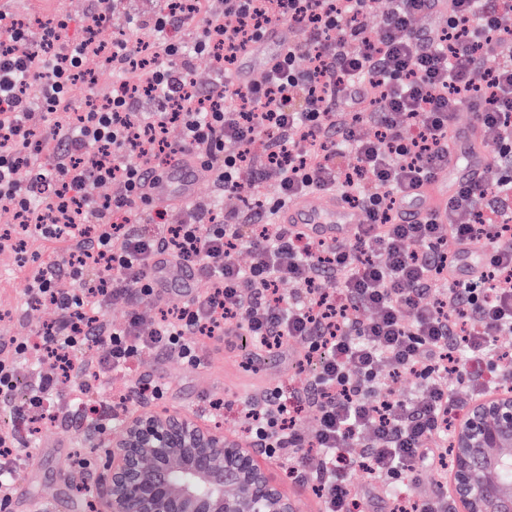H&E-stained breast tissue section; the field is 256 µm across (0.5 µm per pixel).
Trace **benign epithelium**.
<instances>
[{
    "label": "benign epithelium",
    "instance_id": "obj_1",
    "mask_svg": "<svg viewBox=\"0 0 512 512\" xmlns=\"http://www.w3.org/2000/svg\"><path fill=\"white\" fill-rule=\"evenodd\" d=\"M80 422L96 461L77 486L96 512H305L287 491L304 483L272 439L228 434L199 413L152 407L144 396L112 426ZM448 512H512V375L452 413Z\"/></svg>",
    "mask_w": 512,
    "mask_h": 512
}]
</instances>
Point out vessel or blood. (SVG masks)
<instances>
[{"label":"vessel or blood","mask_w":512,"mask_h":512,"mask_svg":"<svg viewBox=\"0 0 512 512\" xmlns=\"http://www.w3.org/2000/svg\"><path fill=\"white\" fill-rule=\"evenodd\" d=\"M292 34L287 26L273 28L253 45L252 53L273 44L276 51L288 48ZM478 130L469 127L455 131L448 144V178L431 180L406 191L399 204V218L406 224H417L442 215L444 205L462 184L480 179L489 162L488 152L481 147L472 149L467 156H460L458 143L466 138L476 140ZM195 164L187 157L176 156L169 160L164 173L153 168H143L141 177L150 198L171 205H187L197 197L194 178ZM281 223L293 225L307 236L322 241H335L349 235L361 221L359 211L349 207L342 196L333 190L310 192L290 199L279 212Z\"/></svg>","instance_id":"vessel-or-blood-1"}]
</instances>
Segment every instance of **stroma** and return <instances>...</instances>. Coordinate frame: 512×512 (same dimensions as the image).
<instances>
[{
	"label": "stroma",
	"mask_w": 512,
	"mask_h": 512,
	"mask_svg": "<svg viewBox=\"0 0 512 512\" xmlns=\"http://www.w3.org/2000/svg\"><path fill=\"white\" fill-rule=\"evenodd\" d=\"M88 0H0V8L20 18L61 14L70 20L68 33L82 34L81 18ZM71 244L40 240L27 244L21 252H0V337L30 336L52 324L58 317L54 307L26 306L28 279L40 264L56 262L61 279H68L64 261ZM305 344L291 342L287 349L247 359L244 352L226 343L204 347V364L197 367L172 352L142 355L128 373L100 377L96 383V403L111 402L113 396L132 393L143 382H155L164 389L163 405L187 412L206 411L212 400H223L220 416L225 431L238 430V413L246 398L263 397L268 392H298L303 404L299 425L313 432L318 418L314 397L307 387V373L298 364ZM80 417L75 412L60 415L40 434L26 439L24 449L31 464L17 482L21 490L13 502V512H33L37 503L50 502L54 512H89L84 498L71 491L70 464L77 452Z\"/></svg>",
	"instance_id": "35a3bbf8"
}]
</instances>
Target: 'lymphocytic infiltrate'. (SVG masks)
Instances as JSON below:
<instances>
[{"instance_id":"obj_1","label":"lymphocytic infiltrate","mask_w":512,"mask_h":512,"mask_svg":"<svg viewBox=\"0 0 512 512\" xmlns=\"http://www.w3.org/2000/svg\"><path fill=\"white\" fill-rule=\"evenodd\" d=\"M152 3V14L134 15L108 46L97 40L112 26L108 0H91L76 39L66 20L34 30L0 13V211L19 229L0 234V250L47 238L76 245L69 286L48 264L32 274L29 304H50L60 317L37 337L11 338L0 353V394L38 357L21 408L35 434L70 377L83 376L88 397L101 374L126 372L147 350H174L198 366L201 344L235 329L268 353L301 339L317 428L305 434L300 400L277 390L249 399V436L274 433L285 455L317 450L313 490L323 512H354L350 470L399 485L419 466L444 469L448 415L463 405L448 374L473 366L468 381L480 397L497 385L484 368L512 361L497 343L512 335V178L496 172L459 186L438 221L402 224L396 210L409 187L447 167L462 108L483 147L497 154L512 145V52L503 50L512 0H448L443 31L416 24L433 15L432 0H387L380 12L376 0H193L185 12ZM371 14L380 35L366 22ZM281 24L294 36L287 55L237 82L244 50ZM183 26L196 29L194 40L172 42L169 30ZM143 28L151 41L139 37ZM93 57L112 80L102 107L82 110ZM203 60L214 80L202 89L193 72ZM144 98L156 108L141 110ZM173 124L182 129L175 143ZM184 151L212 175L213 219L202 224L189 205L181 223L155 231L140 172ZM264 180L282 201L337 190L364 220L339 246L302 239L286 224H252L261 201L222 210L224 194L245 196ZM90 182L111 186V195L87 196ZM452 240L487 241L480 277L449 278ZM243 247L252 254L246 266L235 258ZM161 255L202 267V291L152 323L134 312L106 328L108 301L152 295ZM323 266L336 274L331 283L318 275ZM283 281L290 294H280ZM401 373L416 379V394L389 389Z\"/></svg>"}]
</instances>
